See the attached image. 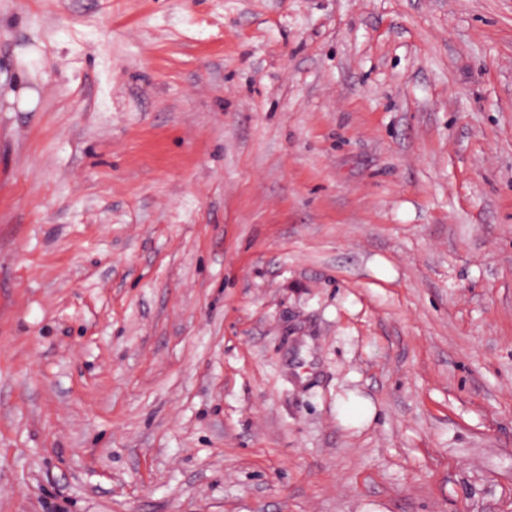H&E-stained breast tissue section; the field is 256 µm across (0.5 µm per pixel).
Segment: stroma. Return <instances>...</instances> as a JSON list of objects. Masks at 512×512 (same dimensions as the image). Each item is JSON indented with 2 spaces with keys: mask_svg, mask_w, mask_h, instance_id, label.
Returning <instances> with one entry per match:
<instances>
[{
  "mask_svg": "<svg viewBox=\"0 0 512 512\" xmlns=\"http://www.w3.org/2000/svg\"><path fill=\"white\" fill-rule=\"evenodd\" d=\"M0 512H512V0H0Z\"/></svg>",
  "mask_w": 512,
  "mask_h": 512,
  "instance_id": "35a3bbf8",
  "label": "stroma"
}]
</instances>
